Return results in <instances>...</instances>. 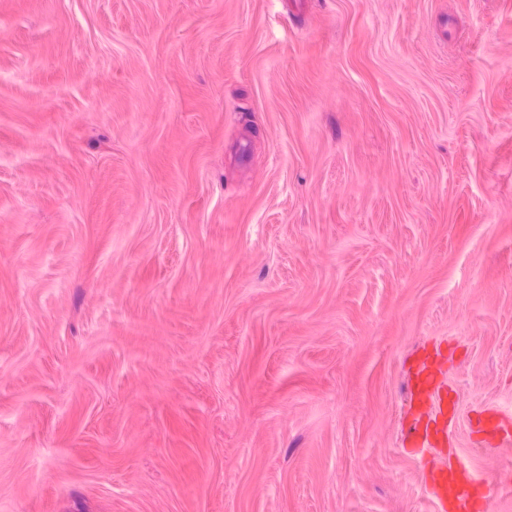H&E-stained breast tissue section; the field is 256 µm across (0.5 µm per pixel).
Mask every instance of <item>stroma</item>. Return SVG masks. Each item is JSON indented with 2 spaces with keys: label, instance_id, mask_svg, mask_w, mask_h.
Masks as SVG:
<instances>
[{
  "label": "stroma",
  "instance_id": "1",
  "mask_svg": "<svg viewBox=\"0 0 512 512\" xmlns=\"http://www.w3.org/2000/svg\"><path fill=\"white\" fill-rule=\"evenodd\" d=\"M512 472V0H0V512H435ZM418 347L406 366L405 423L401 444L418 460L424 487L437 512L485 511L483 486L466 463L441 462L437 453L448 445V389L441 381L443 363L440 347L435 352ZM477 427L481 431H490L499 437V444L502 448L512 447V434L510 430L502 432L499 420V414L496 411L487 413L478 420Z\"/></svg>",
  "mask_w": 512,
  "mask_h": 512
}]
</instances>
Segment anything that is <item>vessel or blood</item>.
Segmentation results:
<instances>
[{"label":"vessel or blood","mask_w":512,"mask_h":512,"mask_svg":"<svg viewBox=\"0 0 512 512\" xmlns=\"http://www.w3.org/2000/svg\"><path fill=\"white\" fill-rule=\"evenodd\" d=\"M441 352L416 351L405 371L407 388L401 444L418 460L424 487L437 512H484L482 485L462 461H439L448 442V389Z\"/></svg>","instance_id":"obj_1"}]
</instances>
